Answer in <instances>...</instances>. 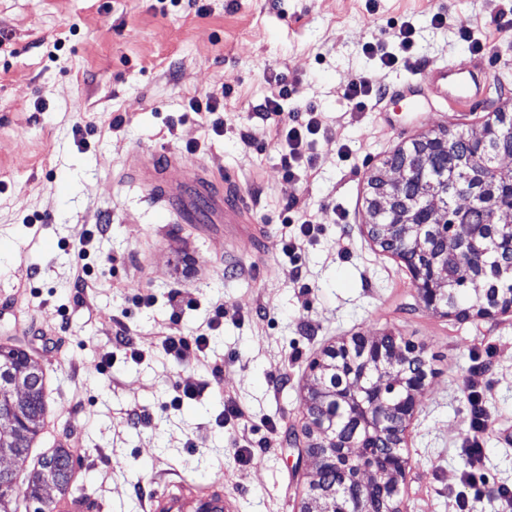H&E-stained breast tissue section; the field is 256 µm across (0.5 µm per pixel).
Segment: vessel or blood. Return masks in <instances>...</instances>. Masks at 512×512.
Returning a JSON list of instances; mask_svg holds the SVG:
<instances>
[{
	"instance_id": "obj_1",
	"label": "vessel or blood",
	"mask_w": 512,
	"mask_h": 512,
	"mask_svg": "<svg viewBox=\"0 0 512 512\" xmlns=\"http://www.w3.org/2000/svg\"><path fill=\"white\" fill-rule=\"evenodd\" d=\"M419 82L459 112L476 109L488 100L491 92L490 77L484 67L465 61L430 64L420 71ZM132 167L139 183L159 199L164 215L174 223H199L204 209L221 219H232L249 211L242 196L218 192L213 179L177 155H138ZM145 512H230V505L224 497L222 481L182 477L154 491Z\"/></svg>"
}]
</instances>
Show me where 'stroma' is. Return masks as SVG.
<instances>
[{"mask_svg":"<svg viewBox=\"0 0 512 512\" xmlns=\"http://www.w3.org/2000/svg\"><path fill=\"white\" fill-rule=\"evenodd\" d=\"M205 15H198V7ZM512 0H0V343L27 350L45 376L49 413L33 445L66 443L78 480L103 512H143L165 481L219 479L236 512H300L316 478L300 457L309 364L342 339L388 333L424 347L432 372L402 443L408 512H503L512 486V314L456 320L427 308L407 265L370 233L373 173L395 149L438 130L480 131L512 100V33L488 27ZM447 14L449 26L432 24ZM483 32L495 87L488 104L456 112L417 71L473 59L455 22ZM414 28L413 65H381L365 43L390 25ZM366 77L384 97L356 111L344 95ZM287 88L285 110L320 112L314 170L285 175L271 122L256 113ZM218 98L223 135L191 99ZM245 197L262 237L224 239L220 224H170L130 174L138 151L183 153ZM322 229L289 260L288 203ZM108 224L98 233L99 224ZM90 235L85 287L66 242ZM184 309L172 319L169 292ZM155 297L152 305L141 296ZM228 313L216 329L215 305ZM125 327L145 357L114 346ZM208 333L197 360L176 362L165 333ZM110 367H103L104 356ZM220 369L213 377L212 369ZM492 423L479 493L462 490L469 434L466 380ZM201 394L176 409L175 388ZM242 416L218 426L225 405ZM142 423H128L132 408ZM248 440L253 460L235 459Z\"/></svg>","mask_w":512,"mask_h":512,"instance_id":"1","label":"stroma"}]
</instances>
